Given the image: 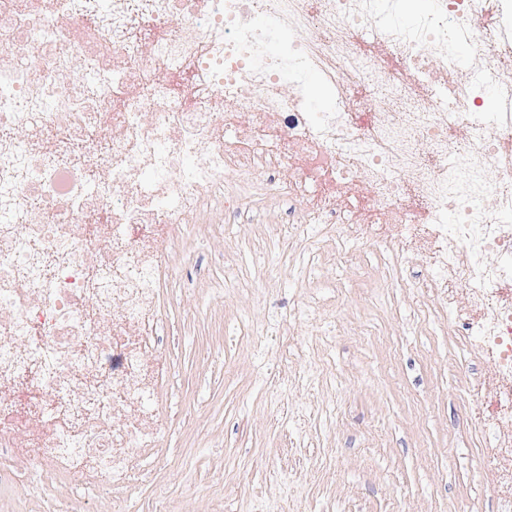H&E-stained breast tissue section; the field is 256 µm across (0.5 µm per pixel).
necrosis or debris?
Listing matches in <instances>:
<instances>
[{"label":"necrosis or debris","instance_id":"obj_1","mask_svg":"<svg viewBox=\"0 0 512 512\" xmlns=\"http://www.w3.org/2000/svg\"><path fill=\"white\" fill-rule=\"evenodd\" d=\"M97 2L106 24L73 41L80 0H0V125L19 131L0 141V485L49 501L51 472L127 512L174 380L164 247L203 211L243 218L259 173L321 232L422 242L495 362L489 425L512 427V111L484 109L512 96V0L409 22L407 0ZM80 58L95 70L60 86ZM57 129L108 149L59 164ZM22 434L39 453L17 470Z\"/></svg>","mask_w":512,"mask_h":512}]
</instances>
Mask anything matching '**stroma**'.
<instances>
[{
    "mask_svg": "<svg viewBox=\"0 0 512 512\" xmlns=\"http://www.w3.org/2000/svg\"><path fill=\"white\" fill-rule=\"evenodd\" d=\"M288 221L303 211L270 200L261 220L198 224L167 247L191 287L162 291L177 379L165 465L128 492L132 512L159 486L173 512H494L481 442L496 366L478 345L460 352L427 251L362 234L339 263L322 235L277 238ZM310 298L316 312L299 314Z\"/></svg>",
    "mask_w": 512,
    "mask_h": 512,
    "instance_id": "1",
    "label": "stroma"
}]
</instances>
